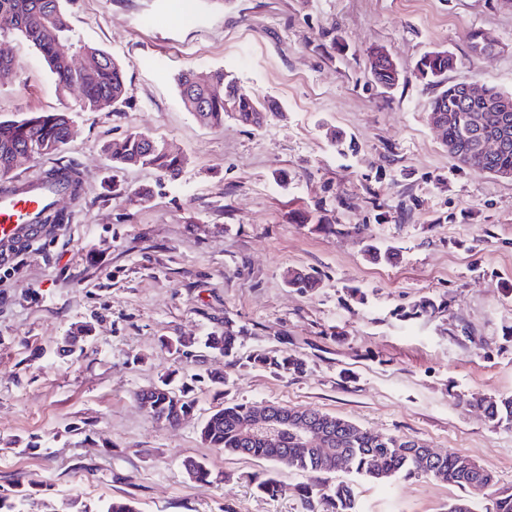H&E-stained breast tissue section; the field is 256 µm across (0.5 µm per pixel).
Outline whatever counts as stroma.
<instances>
[{
    "label": "stroma",
    "instance_id": "35a3bbf8",
    "mask_svg": "<svg viewBox=\"0 0 512 512\" xmlns=\"http://www.w3.org/2000/svg\"><path fill=\"white\" fill-rule=\"evenodd\" d=\"M73 34L122 66L120 110L83 109L38 50L0 37L14 60L0 76V120L65 112L63 150L16 164L35 182L61 164L83 177L60 196L70 223L0 264V488L90 512L113 499L138 512H302L285 469L275 497L257 495L269 462L207 447L198 431L231 402L346 418L375 435H406L465 456L512 490V428L482 399L512 396V179L453 159L428 121L435 90L417 71L448 50L452 83L512 92V7L504 0H62ZM495 43L471 48L474 34ZM400 72L375 84L369 55ZM265 99L262 127L225 115L211 127L184 108L176 78L216 70ZM141 131L180 153L177 180L113 167L108 143ZM149 201H141L143 189ZM343 225L336 233L334 225ZM366 235L356 234V227ZM392 248L376 263L364 236ZM313 269L316 287H288ZM435 313L408 318L414 303ZM84 350L56 346L78 326ZM237 336L238 362L207 354L227 386L195 384L178 424L142 411L137 392L194 364L210 331ZM291 352L302 372L255 368L248 356ZM203 462L208 482L184 460ZM362 512H447L460 487L421 477L356 480Z\"/></svg>",
    "mask_w": 512,
    "mask_h": 512
}]
</instances>
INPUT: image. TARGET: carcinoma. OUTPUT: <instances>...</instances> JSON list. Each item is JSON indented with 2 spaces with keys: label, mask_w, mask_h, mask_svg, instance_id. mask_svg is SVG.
Segmentation results:
<instances>
[{
  "label": "carcinoma",
  "mask_w": 512,
  "mask_h": 512,
  "mask_svg": "<svg viewBox=\"0 0 512 512\" xmlns=\"http://www.w3.org/2000/svg\"><path fill=\"white\" fill-rule=\"evenodd\" d=\"M7 21V30L22 36L43 56L58 85L66 90L81 92L82 104L89 109L97 108L101 101L110 99L115 105L125 103L126 81L123 69L110 54L97 47L78 44L88 59L82 72H75L70 58L56 50L55 42L42 36L46 26L55 28L64 39H71V23L60 0H0V21ZM370 75L373 81L391 88L398 83L396 70L392 69L381 50L372 52ZM456 65L454 56L446 50L426 52L418 61L421 77L440 87L432 99L431 111H446L454 115V121L443 129L447 143L466 142L463 153L456 160L463 166L481 172L512 173V94L495 87L485 88V99L463 101L455 85L447 83L448 71ZM179 95L187 111L212 126L224 124V114L232 112L245 125H262L268 106L257 97L239 93L236 81L220 70L211 76V83L201 86L189 71L177 77ZM490 101L496 104L502 120L508 125V139L501 148L485 155L481 151L480 136L469 135L470 116L479 112ZM70 119L65 113L43 112L22 120L0 121V175L10 172L17 156L56 154L67 144ZM149 136L134 132L122 140L106 146L112 163L125 165L141 159L140 165L157 170L162 176L175 180L184 166V159L172 154L165 144L148 143ZM44 182H62L70 194H79L82 185L80 173L73 167L60 166L45 176ZM71 215L49 205L37 216L38 224H68ZM205 346L226 357L237 354L235 337L213 331L206 336ZM254 366L302 369V362L293 354L271 357L263 352L249 357ZM189 389L176 387L174 378L165 377L151 387L137 393L138 403L149 405V414L169 424L179 422L193 410ZM487 418L496 426L512 425V397L491 398L482 402ZM247 403H232L211 412L201 425L202 443L211 448L239 456L263 459L276 466L312 475L320 472L340 471L373 483H387L396 478H416L431 471L430 477L461 487L468 492L483 493L490 497L489 512H512V493L496 488L497 480L489 470L473 472L465 468L467 458L453 452L430 461L425 459L418 441L407 436L374 435L345 418L329 413L288 407L286 411L309 414L319 420L323 430L337 442L333 457L324 459L319 453L301 447L290 430L281 433L276 448H268L248 440L242 434V426L251 414ZM259 495L274 496L280 485L273 475L253 478ZM303 512H359L355 485L351 481L334 484L305 485L301 489ZM29 495L14 491L0 493V512H27L24 508Z\"/></svg>",
  "instance_id": "cac0c4a2"
}]
</instances>
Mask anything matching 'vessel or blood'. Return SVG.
Masks as SVG:
<instances>
[{
	"mask_svg": "<svg viewBox=\"0 0 512 512\" xmlns=\"http://www.w3.org/2000/svg\"><path fill=\"white\" fill-rule=\"evenodd\" d=\"M60 189L45 185L34 190L15 185L0 186V245L32 243L38 235L35 222L44 203L59 196Z\"/></svg>",
	"mask_w": 512,
	"mask_h": 512,
	"instance_id": "vessel-or-blood-1",
	"label": "vessel or blood"
}]
</instances>
